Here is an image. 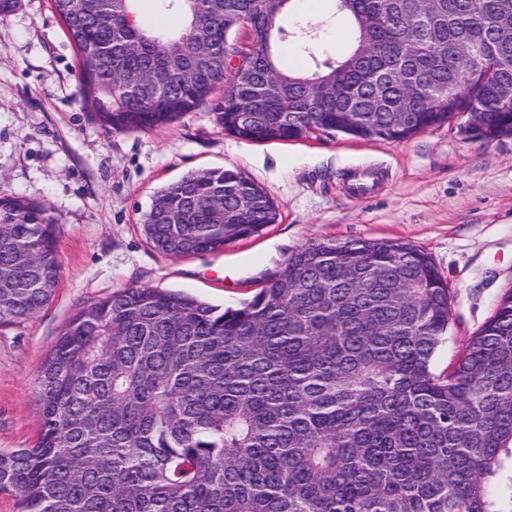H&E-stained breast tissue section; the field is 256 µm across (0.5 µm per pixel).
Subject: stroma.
Masks as SVG:
<instances>
[{"instance_id": "35a3bbf8", "label": "stroma", "mask_w": 512, "mask_h": 512, "mask_svg": "<svg viewBox=\"0 0 512 512\" xmlns=\"http://www.w3.org/2000/svg\"><path fill=\"white\" fill-rule=\"evenodd\" d=\"M282 61L305 47L341 60L350 42L336 0H292ZM80 64L50 0H18L0 19V192L46 205L59 286L36 314L0 326V451L33 447L41 364L81 307L133 285L224 307L248 301L308 243L393 239L426 252L448 285L451 317L432 369L447 374L512 291V135L484 141L456 124L401 142L338 133L255 142L224 132L208 106L137 131L102 126L79 94ZM225 167L259 184L276 223L224 249L172 258L140 218L189 172ZM374 180L356 196L361 175Z\"/></svg>"}]
</instances>
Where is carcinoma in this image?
<instances>
[{
  "label": "carcinoma",
  "mask_w": 512,
  "mask_h": 512,
  "mask_svg": "<svg viewBox=\"0 0 512 512\" xmlns=\"http://www.w3.org/2000/svg\"><path fill=\"white\" fill-rule=\"evenodd\" d=\"M51 2L79 53L80 94L111 128L207 104L238 138L288 140L305 125L344 132L358 100L352 137L400 142L446 124L433 93L461 86L458 111L482 112L475 136L512 134V38L496 37L512 30V0H336L348 55L286 69L274 35L287 6L268 0H156L172 29L141 23L138 0ZM233 20L249 24V47L229 42ZM278 216L256 182L209 169L157 191L141 226L179 257ZM60 272L46 208L1 195L0 325L49 303ZM449 320L431 258L391 239L310 243L235 308L123 288L54 342L37 442L0 452V493L17 512H512V292L440 377L431 360Z\"/></svg>",
  "instance_id": "obj_1"
}]
</instances>
